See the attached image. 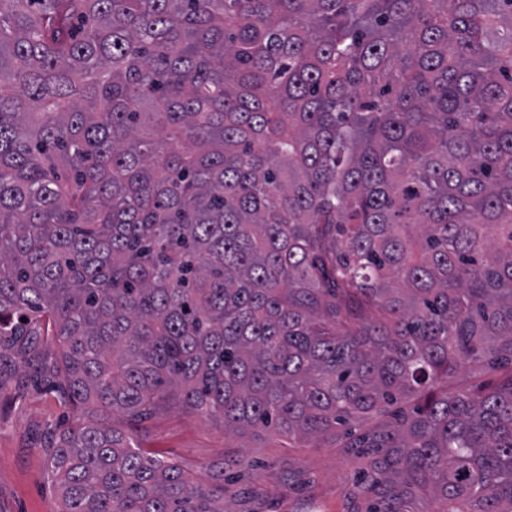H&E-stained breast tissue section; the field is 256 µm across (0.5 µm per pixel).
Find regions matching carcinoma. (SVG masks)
<instances>
[{"label":"carcinoma","instance_id":"obj_1","mask_svg":"<svg viewBox=\"0 0 512 512\" xmlns=\"http://www.w3.org/2000/svg\"><path fill=\"white\" fill-rule=\"evenodd\" d=\"M29 357L77 411L41 438L59 512H226L224 467L106 423L173 402L344 428L362 512H512V0H0ZM470 364L502 376L448 392Z\"/></svg>","mask_w":512,"mask_h":512}]
</instances>
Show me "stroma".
<instances>
[{"label": "stroma", "mask_w": 512, "mask_h": 512, "mask_svg": "<svg viewBox=\"0 0 512 512\" xmlns=\"http://www.w3.org/2000/svg\"><path fill=\"white\" fill-rule=\"evenodd\" d=\"M33 366L0 369V512H58L39 438L62 425L68 409L53 392L36 387ZM131 431V430H130ZM134 440L157 457L176 462L197 484L210 481L222 460H244L228 490L236 512H351L352 467L333 437L288 439L266 430L228 435L222 422L179 405L158 412Z\"/></svg>", "instance_id": "35a3bbf8"}]
</instances>
